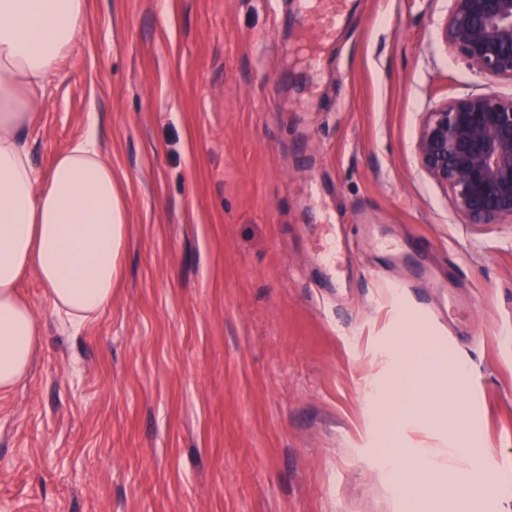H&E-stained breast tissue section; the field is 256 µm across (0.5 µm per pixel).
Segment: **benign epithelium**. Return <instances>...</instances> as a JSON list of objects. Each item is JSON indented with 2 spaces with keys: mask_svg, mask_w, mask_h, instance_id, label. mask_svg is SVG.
<instances>
[{
  "mask_svg": "<svg viewBox=\"0 0 512 512\" xmlns=\"http://www.w3.org/2000/svg\"><path fill=\"white\" fill-rule=\"evenodd\" d=\"M442 38L484 88L426 114L419 166L473 223L512 224V95L495 89L512 81V0H452Z\"/></svg>",
  "mask_w": 512,
  "mask_h": 512,
  "instance_id": "7a95c632",
  "label": "benign epithelium"
}]
</instances>
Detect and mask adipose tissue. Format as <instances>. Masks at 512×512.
I'll list each match as a JSON object with an SVG mask.
<instances>
[{
  "label": "adipose tissue",
  "instance_id": "1",
  "mask_svg": "<svg viewBox=\"0 0 512 512\" xmlns=\"http://www.w3.org/2000/svg\"><path fill=\"white\" fill-rule=\"evenodd\" d=\"M88 14L87 0H0V392L23 383L41 345L40 320L17 291L36 275L52 310L80 327L112 301L125 211L95 130L61 152L47 176L34 168L20 132L37 119L46 84L71 53ZM472 436L444 448H400L384 475L418 512L426 473L473 460Z\"/></svg>",
  "mask_w": 512,
  "mask_h": 512
}]
</instances>
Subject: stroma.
<instances>
[{
  "instance_id": "stroma-1",
  "label": "stroma",
  "mask_w": 512,
  "mask_h": 512,
  "mask_svg": "<svg viewBox=\"0 0 512 512\" xmlns=\"http://www.w3.org/2000/svg\"><path fill=\"white\" fill-rule=\"evenodd\" d=\"M450 0H346L310 67L303 0H89L24 140L34 165L97 119L126 205L122 275L93 322L19 285L42 345L0 392V512H415L398 448L471 430L445 512H512V224H474L417 133L481 90L440 28ZM345 227L350 286L315 254ZM472 371L447 421L399 408Z\"/></svg>"
}]
</instances>
